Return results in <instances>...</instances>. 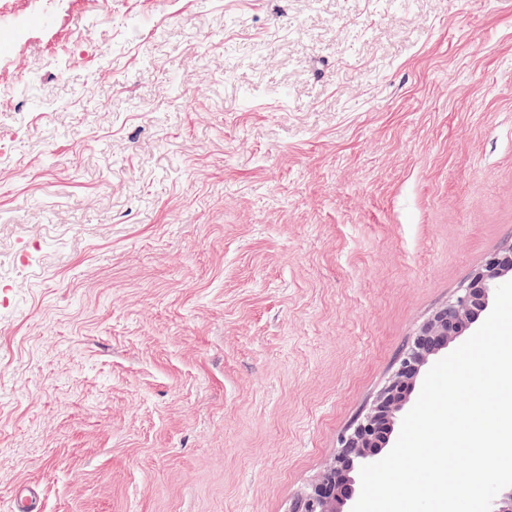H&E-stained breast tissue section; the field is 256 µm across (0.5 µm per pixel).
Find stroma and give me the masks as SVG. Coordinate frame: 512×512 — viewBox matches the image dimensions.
<instances>
[{"instance_id":"obj_1","label":"stroma","mask_w":512,"mask_h":512,"mask_svg":"<svg viewBox=\"0 0 512 512\" xmlns=\"http://www.w3.org/2000/svg\"><path fill=\"white\" fill-rule=\"evenodd\" d=\"M0 512H291L512 248V0H0ZM13 512H41V496L37 486L27 484L19 487L12 498Z\"/></svg>"}]
</instances>
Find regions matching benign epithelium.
<instances>
[{
	"mask_svg": "<svg viewBox=\"0 0 512 512\" xmlns=\"http://www.w3.org/2000/svg\"><path fill=\"white\" fill-rule=\"evenodd\" d=\"M511 272V250L491 254L448 305L419 328L373 407L342 438L341 448L326 470L331 478L323 476L302 492L297 497L298 508L310 504L317 506L318 512H352L360 492V469L383 458L381 438L394 431L422 369L465 330L479 328L493 308L497 287Z\"/></svg>",
	"mask_w": 512,
	"mask_h": 512,
	"instance_id": "benign-epithelium-1",
	"label": "benign epithelium"
}]
</instances>
